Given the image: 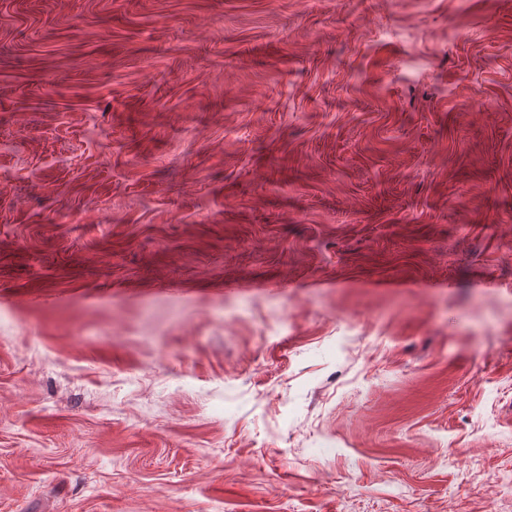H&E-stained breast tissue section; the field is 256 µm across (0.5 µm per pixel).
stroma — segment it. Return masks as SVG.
Wrapping results in <instances>:
<instances>
[{"mask_svg":"<svg viewBox=\"0 0 512 512\" xmlns=\"http://www.w3.org/2000/svg\"><path fill=\"white\" fill-rule=\"evenodd\" d=\"M0 512H512V0H0Z\"/></svg>","mask_w":512,"mask_h":512,"instance_id":"obj_1","label":"stroma"}]
</instances>
